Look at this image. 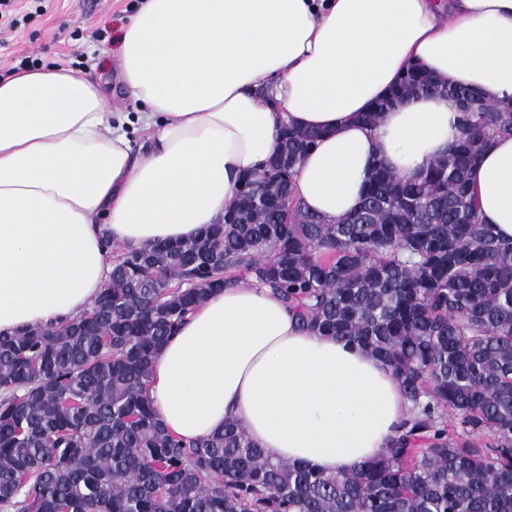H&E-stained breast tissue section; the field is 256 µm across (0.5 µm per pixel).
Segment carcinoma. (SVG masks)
I'll list each match as a JSON object with an SVG mask.
<instances>
[{
    "label": "carcinoma",
    "mask_w": 512,
    "mask_h": 512,
    "mask_svg": "<svg viewBox=\"0 0 512 512\" xmlns=\"http://www.w3.org/2000/svg\"><path fill=\"white\" fill-rule=\"evenodd\" d=\"M474 96L409 67L392 101ZM453 150L414 179L373 167L358 209L303 210L288 178L315 134L287 128L198 239L115 248L98 298L73 321L0 335L3 512H512V242L469 198L467 175L512 112H470ZM245 274L302 328L390 365L410 419L350 474L273 462L233 420L193 442L148 397L156 350L214 288ZM451 414L461 432L450 433Z\"/></svg>",
    "instance_id": "obj_1"
}]
</instances>
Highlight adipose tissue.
Here are the masks:
<instances>
[{"label":"adipose tissue","mask_w":512,"mask_h":512,"mask_svg":"<svg viewBox=\"0 0 512 512\" xmlns=\"http://www.w3.org/2000/svg\"><path fill=\"white\" fill-rule=\"evenodd\" d=\"M423 65L484 102L512 98V0H143L122 29L117 82L53 64L0 79V334L78 316L112 247L199 237L282 125L321 131L295 172L304 210L357 209L374 164L416 177L447 155L455 98L359 116ZM146 132L133 146L128 128ZM482 221L512 240V134L468 176ZM150 401L186 440L235 419L270 459L349 473L387 447L409 405L365 349L301 329L253 281L212 290L156 352Z\"/></svg>","instance_id":"1"}]
</instances>
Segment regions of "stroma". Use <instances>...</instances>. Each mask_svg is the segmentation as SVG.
<instances>
[{
  "label": "stroma",
  "mask_w": 512,
  "mask_h": 512,
  "mask_svg": "<svg viewBox=\"0 0 512 512\" xmlns=\"http://www.w3.org/2000/svg\"><path fill=\"white\" fill-rule=\"evenodd\" d=\"M140 0H45L44 12L32 15L17 30L0 26V75L9 76L22 56L61 62L95 77L114 70L120 35ZM105 30L95 40L94 30Z\"/></svg>",
  "instance_id": "stroma-1"
}]
</instances>
